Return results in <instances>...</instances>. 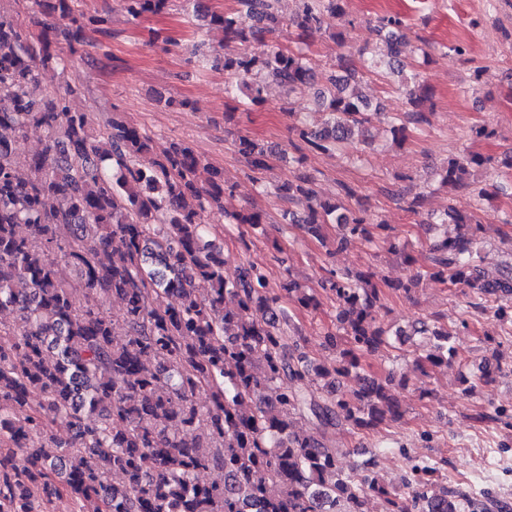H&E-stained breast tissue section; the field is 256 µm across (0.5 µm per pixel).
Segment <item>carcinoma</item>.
I'll list each match as a JSON object with an SVG mask.
<instances>
[{
	"label": "carcinoma",
	"mask_w": 512,
	"mask_h": 512,
	"mask_svg": "<svg viewBox=\"0 0 512 512\" xmlns=\"http://www.w3.org/2000/svg\"><path fill=\"white\" fill-rule=\"evenodd\" d=\"M134 20L165 10L169 0H120ZM278 0H238L239 8L206 13L224 31V70L235 75L233 99L260 106L271 85L291 92L317 78L323 121L299 130L293 149L329 151L357 126L381 113L361 92L362 76L340 53L316 70L300 49L239 51L288 26L302 40L322 27L324 13L343 16L348 0H298L284 18ZM26 9L51 18L33 30L0 10V512H48L66 494L75 512H365L371 499L383 512H464L468 495L418 474L437 471L415 463L399 488L367 469L344 474L333 434L349 426L375 431L401 417L389 383L357 372L360 358L389 350L377 312L383 288L410 294L421 271L404 282L381 284L371 274L330 272L322 287L336 298V331L326 334L327 359L317 363L304 346L280 297L270 293L266 268L248 262L236 276L206 225L207 207L224 209L231 187L186 142H175L149 168L137 158L152 152V139L112 116L96 123L72 107L81 94L74 81L49 99L37 96L38 70L67 66L51 33L65 27L70 44L86 30L105 32L107 20L75 9L74 0H28ZM373 31L386 46V69L402 77L396 92L406 108L387 118L404 140L409 124L428 122L430 90L402 57V19L382 16ZM46 130L40 152L21 157L15 138L30 127ZM235 148L253 171L277 156L246 134ZM482 156L448 160V193L468 192L475 203L492 192L474 187ZM316 177L296 169L270 193L288 202L283 218L319 238L322 225L344 233L336 250L356 237L387 240L388 226L345 213L341 200L355 196L338 184V201L321 200ZM391 197L424 224H455L452 236L431 245L433 275L473 293L469 315H484L488 296L512 294V264L491 278L474 265L478 222L474 211L448 203L442 214L424 212L425 197L392 189ZM231 224L265 223L258 210L227 215ZM24 225L26 232L17 231ZM73 276L64 277L59 266ZM289 301L308 310L317 292L288 276L279 284ZM174 296L178 303H164ZM125 309L124 333L115 331L106 305ZM434 341L412 371L448 366L452 333L420 329ZM355 374L348 393L333 389L338 376ZM204 392L208 403L195 402ZM42 400L32 403V395ZM311 431L303 432L299 423ZM216 471L209 483L198 474Z\"/></svg>",
	"instance_id": "cac0c4a2"
}]
</instances>
